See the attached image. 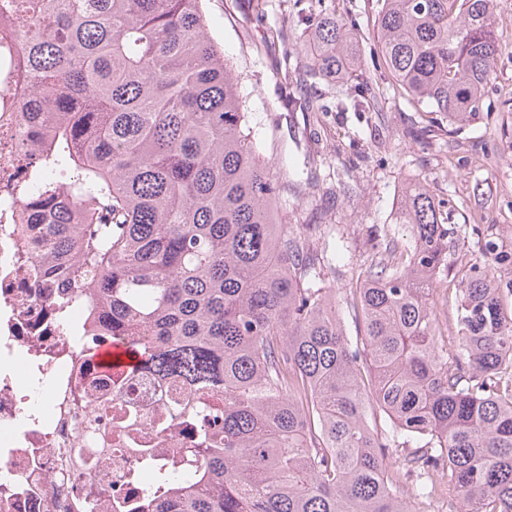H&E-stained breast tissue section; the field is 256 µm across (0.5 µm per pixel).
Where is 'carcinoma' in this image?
<instances>
[{"label": "carcinoma", "instance_id": "1", "mask_svg": "<svg viewBox=\"0 0 512 512\" xmlns=\"http://www.w3.org/2000/svg\"><path fill=\"white\" fill-rule=\"evenodd\" d=\"M203 0H13L16 50L37 87L23 103L48 139L13 184L41 225L39 279L93 311L104 341L142 359L189 428L183 484L125 512H409L448 478L464 512H512V314L487 247L454 284L459 354L432 296L454 229L421 185L405 188L369 265L336 290L278 202L298 194L283 153L263 157V120ZM294 0L314 24L288 102L323 106L304 78L359 76L354 20ZM377 67L454 134L480 117L496 78L494 0H379ZM367 82L336 99L369 111ZM58 168L79 172L63 194ZM362 324L351 340L345 316ZM402 445L397 466L386 461Z\"/></svg>", "mask_w": 512, "mask_h": 512}]
</instances>
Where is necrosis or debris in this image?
I'll list each match as a JSON object with an SVG mask.
<instances>
[{
	"instance_id": "obj_1",
	"label": "necrosis or debris",
	"mask_w": 512,
	"mask_h": 512,
	"mask_svg": "<svg viewBox=\"0 0 512 512\" xmlns=\"http://www.w3.org/2000/svg\"><path fill=\"white\" fill-rule=\"evenodd\" d=\"M33 93L15 30L0 20V187L40 158L42 134L19 110ZM40 246L31 212L0 191V512H110V501L143 496L130 471L152 481L183 436L158 427L166 401L153 377L121 397L109 372L79 358L91 308L76 302L61 326L48 303L54 287L17 262Z\"/></svg>"
}]
</instances>
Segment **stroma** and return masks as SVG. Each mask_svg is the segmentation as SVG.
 I'll list each match as a JSON object with an SVG mask.
<instances>
[{
	"label": "stroma",
	"mask_w": 512,
	"mask_h": 512,
	"mask_svg": "<svg viewBox=\"0 0 512 512\" xmlns=\"http://www.w3.org/2000/svg\"><path fill=\"white\" fill-rule=\"evenodd\" d=\"M289 0H204L215 39L223 44L249 95L248 109L265 119L276 145L298 168L315 172L304 197H282L287 223L316 247L341 237L347 262L360 269L383 230L408 238L393 214L402 189L420 181L435 201L450 202L460 245L448 253L458 275L479 260L485 242L512 254V0H496L501 43L497 78L482 113L461 132L447 121L428 124L408 98L395 93L384 70L365 65L375 97L368 112H336L347 83L321 78L312 89L325 109L306 112L288 104V83L310 27L289 18ZM323 13L355 18L362 50L376 44L377 0H322Z\"/></svg>",
	"instance_id": "35a3bbf8"
}]
</instances>
